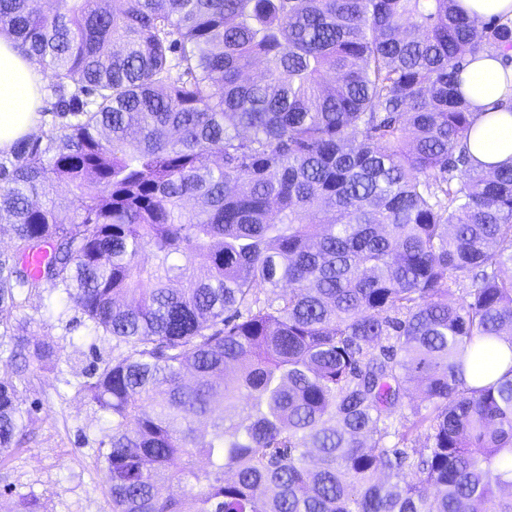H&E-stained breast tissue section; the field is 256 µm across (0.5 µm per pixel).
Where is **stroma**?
Instances as JSON below:
<instances>
[{"label":"stroma","instance_id":"1","mask_svg":"<svg viewBox=\"0 0 512 512\" xmlns=\"http://www.w3.org/2000/svg\"><path fill=\"white\" fill-rule=\"evenodd\" d=\"M17 336L52 340L58 368L16 381L9 354ZM119 353L111 336L88 334L78 310L56 289L45 288L24 309L0 312V379L16 381L27 433L21 447L0 458V512H13L30 495L41 512H110L94 456L108 422L79 385Z\"/></svg>","mask_w":512,"mask_h":512}]
</instances>
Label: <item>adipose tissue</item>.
<instances>
[{"label":"adipose tissue","mask_w":512,"mask_h":512,"mask_svg":"<svg viewBox=\"0 0 512 512\" xmlns=\"http://www.w3.org/2000/svg\"><path fill=\"white\" fill-rule=\"evenodd\" d=\"M460 79L478 115V135L469 141L471 153L484 164L512 162V69H504L500 55L484 53L468 63ZM41 85L38 64L20 53L11 38L1 35V155L10 154L38 126Z\"/></svg>","instance_id":"1"}]
</instances>
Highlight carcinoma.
<instances>
[{"mask_svg":"<svg viewBox=\"0 0 512 512\" xmlns=\"http://www.w3.org/2000/svg\"><path fill=\"white\" fill-rule=\"evenodd\" d=\"M1 34L52 120L0 158V312L49 285L127 347L80 385L112 512H512V367L465 375L512 347V165L473 158L459 78L512 19L0 0ZM22 428L0 381V454ZM512 352L507 344L496 343L494 353L490 360L487 361L485 370L481 374H475L472 368H468L466 379L472 385L489 382L500 377L512 365Z\"/></svg>","mask_w":512,"mask_h":512,"instance_id":"carcinoma-1","label":"carcinoma"}]
</instances>
